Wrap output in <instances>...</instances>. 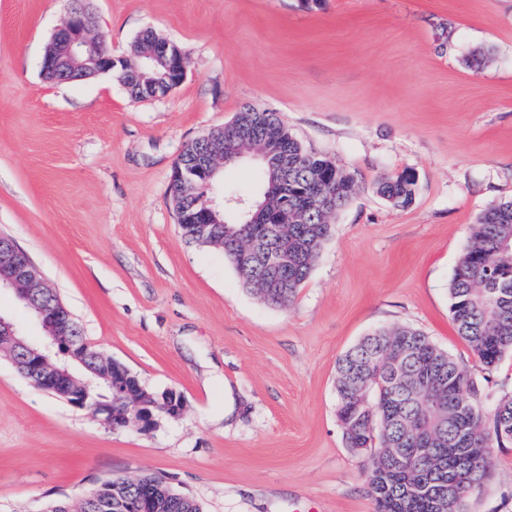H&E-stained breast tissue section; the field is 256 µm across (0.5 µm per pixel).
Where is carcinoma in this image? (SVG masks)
<instances>
[{"mask_svg": "<svg viewBox=\"0 0 512 512\" xmlns=\"http://www.w3.org/2000/svg\"><path fill=\"white\" fill-rule=\"evenodd\" d=\"M239 116L274 132L284 122L274 112H241ZM297 160L292 177L296 201L308 209L306 224H281L278 235L265 239L262 225L249 224L262 198L234 202L212 225L224 255L237 261L238 249L253 240L259 251L288 249V272L255 260L244 284L275 306H284L310 275L315 254L330 234V212L307 192L308 158L328 172V159L293 141ZM415 181L402 174L383 178L378 191L409 206ZM512 237V200L482 212L473 225L466 252L471 260L453 274L449 284L450 313L458 336L480 363L494 369L512 353V270L489 274L503 240ZM338 418L349 448L370 459L369 482L377 512H467L469 497L481 486L490 464L489 449L512 444V393L499 397L488 410L478 397L470 373L422 331L405 326L382 327L362 337L336 363ZM469 481L448 494V484L462 473ZM144 487L157 490L158 512H204L196 499L176 491L155 476L138 484L112 478L82 496L79 512H132L129 503Z\"/></svg>", "mask_w": 512, "mask_h": 512, "instance_id": "1", "label": "carcinoma"}]
</instances>
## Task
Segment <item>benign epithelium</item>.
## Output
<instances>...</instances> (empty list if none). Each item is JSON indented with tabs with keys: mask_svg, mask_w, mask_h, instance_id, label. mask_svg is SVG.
Wrapping results in <instances>:
<instances>
[{
	"mask_svg": "<svg viewBox=\"0 0 512 512\" xmlns=\"http://www.w3.org/2000/svg\"><path fill=\"white\" fill-rule=\"evenodd\" d=\"M96 27V20L86 6V0H72L68 19L47 44L44 53V70L61 74L68 82L85 80L99 74L122 73L126 58L114 56L101 48L90 49L89 37ZM141 64L151 71L144 84L150 98L160 99L170 94L183 81L188 67V54L181 47L168 40L151 44L141 54ZM203 139L211 147L225 153L227 159L236 161L245 156L236 142L252 143V158L268 167L271 173L269 191L277 199V206L269 212L265 223L277 231V224L290 222L304 223L302 210L292 203V185L288 179V143L277 140L267 131L252 124L239 121L235 132L226 136L225 130L211 132ZM219 165L207 152L194 160L184 162L176 159L171 182L184 197H194L200 187L211 188V180ZM8 289L26 306L35 307V316L46 332L40 344H31L20 334L16 326L0 316V344L8 345L19 354L16 363L24 369V375L40 388L59 395L71 405L89 409L109 424L116 419L129 420L134 413L140 428L151 429L156 418L162 415L177 416L183 409L182 396L173 389L164 391L161 400L135 403L134 407L124 404L122 394L128 392L124 383L112 380V400L100 395L91 397L86 375L79 367L85 366L87 357L85 344L73 337L74 321L61 304L45 302L34 306L37 294H54L41 279L39 271L30 262L25 252L9 240L0 244V290Z\"/></svg>",
	"mask_w": 512,
	"mask_h": 512,
	"instance_id": "benign-epithelium-1",
	"label": "benign epithelium"
}]
</instances>
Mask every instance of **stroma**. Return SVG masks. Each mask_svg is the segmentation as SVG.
Here are the masks:
<instances>
[{"label":"stroma","mask_w":512,"mask_h":512,"mask_svg":"<svg viewBox=\"0 0 512 512\" xmlns=\"http://www.w3.org/2000/svg\"><path fill=\"white\" fill-rule=\"evenodd\" d=\"M93 37L132 57L150 29L189 65L135 102L109 75L52 84L44 51L68 0H0V236L41 271L104 358L176 418L114 428L35 387L0 354V512L75 504L114 477L163 478L204 512H376L367 455L337 418L336 363L407 326L512 391L456 334L449 283L477 216L512 198V0H89ZM277 113L351 175L288 305L249 292L221 250L187 243L177 155L244 106ZM415 177L398 208L384 177ZM469 512H512V447Z\"/></svg>","instance_id":"stroma-1"}]
</instances>
